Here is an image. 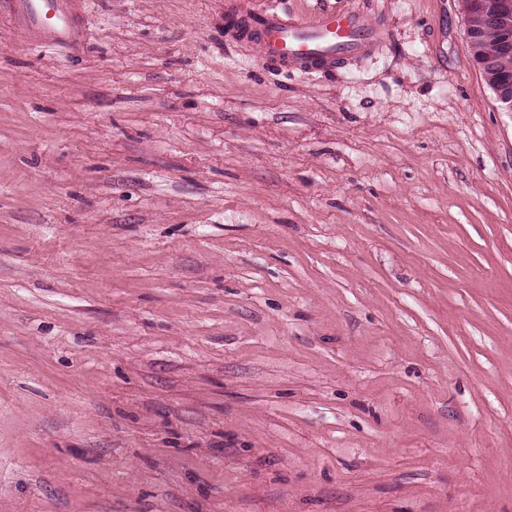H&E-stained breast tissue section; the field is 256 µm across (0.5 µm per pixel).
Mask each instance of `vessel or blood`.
I'll return each instance as SVG.
<instances>
[{
    "instance_id": "b4317fda",
    "label": "vessel or blood",
    "mask_w": 512,
    "mask_h": 512,
    "mask_svg": "<svg viewBox=\"0 0 512 512\" xmlns=\"http://www.w3.org/2000/svg\"><path fill=\"white\" fill-rule=\"evenodd\" d=\"M28 41L40 48L78 52L89 28L77 0H0ZM257 44L264 62L285 71L333 69L370 53L384 39L381 27L353 8H325L312 16L268 7L248 12L240 29Z\"/></svg>"
}]
</instances>
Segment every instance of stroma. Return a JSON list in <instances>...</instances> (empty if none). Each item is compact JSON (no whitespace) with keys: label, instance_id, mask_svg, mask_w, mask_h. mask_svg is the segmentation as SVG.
<instances>
[{"label":"stroma","instance_id":"1","mask_svg":"<svg viewBox=\"0 0 512 512\" xmlns=\"http://www.w3.org/2000/svg\"><path fill=\"white\" fill-rule=\"evenodd\" d=\"M0 12V512H512V112L461 0L332 71L224 0ZM76 0H3L35 47L77 53L87 42L89 28Z\"/></svg>","mask_w":512,"mask_h":512}]
</instances>
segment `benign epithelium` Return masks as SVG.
<instances>
[{
	"instance_id": "benign-epithelium-1",
	"label": "benign epithelium",
	"mask_w": 512,
	"mask_h": 512,
	"mask_svg": "<svg viewBox=\"0 0 512 512\" xmlns=\"http://www.w3.org/2000/svg\"><path fill=\"white\" fill-rule=\"evenodd\" d=\"M466 36L473 45L480 42L481 33L496 31L500 40L494 51H479L476 66L485 72L500 105L512 112V71L501 66L512 58V0H467Z\"/></svg>"
}]
</instances>
